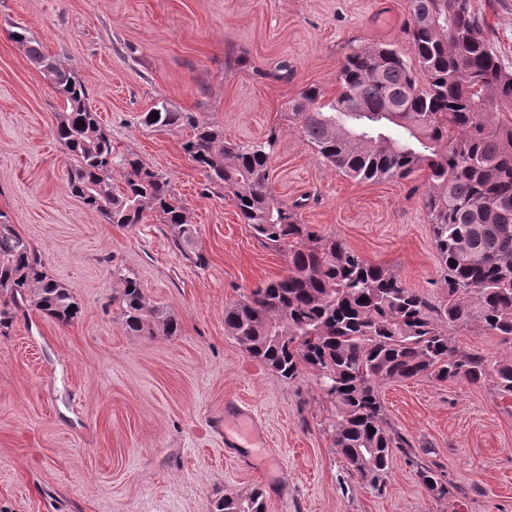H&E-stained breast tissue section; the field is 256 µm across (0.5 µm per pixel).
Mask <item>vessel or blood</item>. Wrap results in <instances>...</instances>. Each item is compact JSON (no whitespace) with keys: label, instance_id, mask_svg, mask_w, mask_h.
<instances>
[{"label":"vessel or blood","instance_id":"obj_1","mask_svg":"<svg viewBox=\"0 0 512 512\" xmlns=\"http://www.w3.org/2000/svg\"><path fill=\"white\" fill-rule=\"evenodd\" d=\"M224 444L228 449H250L252 469L271 471L275 458L267 446L266 433L248 408L228 405L224 408Z\"/></svg>","mask_w":512,"mask_h":512}]
</instances>
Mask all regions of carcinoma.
Wrapping results in <instances>:
<instances>
[{
  "label": "carcinoma",
  "instance_id": "1",
  "mask_svg": "<svg viewBox=\"0 0 512 512\" xmlns=\"http://www.w3.org/2000/svg\"><path fill=\"white\" fill-rule=\"evenodd\" d=\"M409 13L413 59L392 44L356 51L336 75V94L327 100L321 88L307 86L292 116L323 162L352 180L423 174L421 201L445 272L441 300L300 223L276 201L268 186L274 136L247 145L226 140L212 122L164 100L143 118L160 131L189 128L183 151L234 201L262 244L286 250V274L228 304L224 329L283 380L314 373L335 408L336 454L351 478L378 495L394 456L412 457L409 439L386 420L382 384L490 379L512 399V355L491 363L451 336L476 324L512 345V66L485 37L470 0H409ZM14 36L64 101L54 134L72 160L70 193L108 224L132 226L153 213L169 226L175 249L192 251L197 229L168 178L133 154H118L75 73L25 33ZM116 166L124 182L115 192ZM0 296L1 336L9 334L12 310L28 303L64 324L80 313L68 286L47 275L42 256L3 211ZM116 300L128 333H178L175 317L150 304L136 279L122 278ZM417 476L430 494H448L441 472L422 464ZM215 512H267L264 493L224 496Z\"/></svg>",
  "mask_w": 512,
  "mask_h": 512
}]
</instances>
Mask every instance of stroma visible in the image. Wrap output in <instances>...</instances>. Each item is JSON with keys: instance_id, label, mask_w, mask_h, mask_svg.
Segmentation results:
<instances>
[{"instance_id": "35a3bbf8", "label": "stroma", "mask_w": 512, "mask_h": 512, "mask_svg": "<svg viewBox=\"0 0 512 512\" xmlns=\"http://www.w3.org/2000/svg\"><path fill=\"white\" fill-rule=\"evenodd\" d=\"M512 63V0H470ZM408 0H0V210L65 283L81 313L68 325L35 307L0 336V512H213L261 488L267 512H512V409L492 382L428 378L380 389L396 456L375 495L332 447V407L310 372L273 375L224 329V308L286 273L232 201L185 154L188 128L142 117L167 101L249 144L276 135L270 191L301 223L342 239L410 288L442 296L443 269L420 203L423 179L357 182L325 165L291 119L302 90L336 92L355 49L403 54ZM30 39L82 80L119 153L167 177L195 224L196 264L155 216L105 223L67 189L70 160L53 130L64 110L12 37ZM135 277L178 335L132 336L112 298ZM246 403L278 461L274 479L224 450V406ZM442 471L432 496L416 463Z\"/></svg>"}]
</instances>
